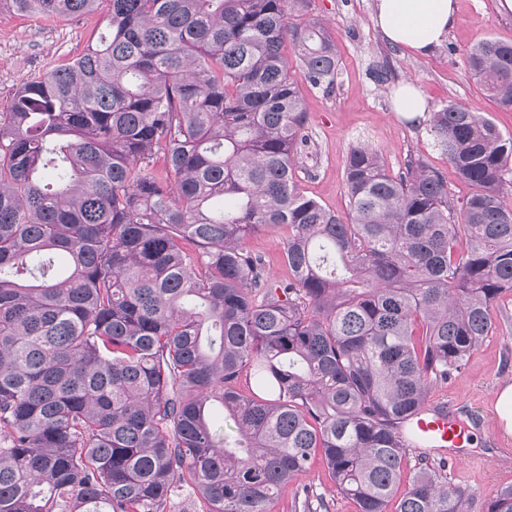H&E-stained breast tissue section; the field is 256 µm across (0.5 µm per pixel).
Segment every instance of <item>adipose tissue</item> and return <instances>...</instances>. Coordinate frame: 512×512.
<instances>
[{"label": "adipose tissue", "instance_id": "1", "mask_svg": "<svg viewBox=\"0 0 512 512\" xmlns=\"http://www.w3.org/2000/svg\"><path fill=\"white\" fill-rule=\"evenodd\" d=\"M456 0H374L372 21L384 38L426 55L457 21Z\"/></svg>", "mask_w": 512, "mask_h": 512}]
</instances>
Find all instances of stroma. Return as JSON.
<instances>
[{
	"label": "stroma",
	"mask_w": 512,
	"mask_h": 512,
	"mask_svg": "<svg viewBox=\"0 0 512 512\" xmlns=\"http://www.w3.org/2000/svg\"><path fill=\"white\" fill-rule=\"evenodd\" d=\"M374 0H312V17L322 20L339 51V66L331 90L301 80L307 106L310 137L297 159L299 189L324 207L348 211L344 167L350 149L358 144L379 150L391 171H404L414 159L438 169L453 197L470 195L473 188L459 178L436 146L426 125L409 123L393 109L394 91L371 77L377 65L388 64L396 83L415 87L424 111L462 101L490 118L504 135H512V110L488 100L472 78L464 60L472 45L486 39L512 42V12L501 10L499 0H458V20L445 41L430 55L419 56L393 46L373 25ZM105 30L102 12L68 19L22 16L0 10V103H6L29 76L50 64L79 56ZM284 229L252 235L246 246L263 255L273 280L287 279L283 262ZM497 330L473 352L465 367L447 384L432 388L428 402L459 405L474 418V435L461 465L447 466L444 477L473 496L468 512H486L496 491L512 486V437L497 425L493 404L502 386L512 383V292L502 295L493 310ZM324 502L317 512H356L350 500L337 494L322 459L288 484L270 506V512H303L305 495Z\"/></svg>",
	"instance_id": "1"
}]
</instances>
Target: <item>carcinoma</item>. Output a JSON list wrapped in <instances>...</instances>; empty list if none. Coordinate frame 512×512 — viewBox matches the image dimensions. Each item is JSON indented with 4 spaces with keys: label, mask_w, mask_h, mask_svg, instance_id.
Here are the masks:
<instances>
[{
    "label": "carcinoma",
    "mask_w": 512,
    "mask_h": 512,
    "mask_svg": "<svg viewBox=\"0 0 512 512\" xmlns=\"http://www.w3.org/2000/svg\"><path fill=\"white\" fill-rule=\"evenodd\" d=\"M1 5L101 9L106 34L0 106V512H172L179 483L205 512H268L318 455L358 512H464L442 468L405 475L400 430L512 291V137L444 104L425 122L472 194L357 145L342 216L295 183L285 46L314 87L339 63L311 0ZM465 60L511 109L512 43ZM278 228L286 281L245 246ZM487 512H512V486Z\"/></svg>",
    "instance_id": "cac0c4a2"
}]
</instances>
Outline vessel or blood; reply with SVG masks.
Segmentation results:
<instances>
[{"instance_id": "obj_1", "label": "vessel or blood", "mask_w": 512, "mask_h": 512, "mask_svg": "<svg viewBox=\"0 0 512 512\" xmlns=\"http://www.w3.org/2000/svg\"><path fill=\"white\" fill-rule=\"evenodd\" d=\"M408 424L429 447L445 453L449 461L466 457L470 441V426L452 408L425 406L407 418Z\"/></svg>"}]
</instances>
